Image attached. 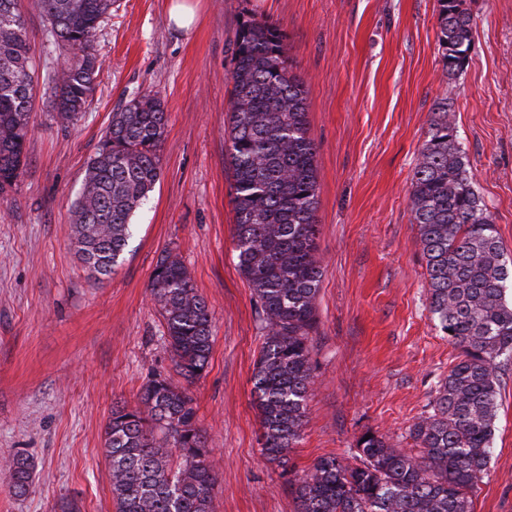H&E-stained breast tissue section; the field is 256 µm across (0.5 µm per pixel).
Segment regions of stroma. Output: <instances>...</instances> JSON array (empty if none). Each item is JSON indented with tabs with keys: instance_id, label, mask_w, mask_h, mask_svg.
Masks as SVG:
<instances>
[{
	"instance_id": "obj_1",
	"label": "stroma",
	"mask_w": 512,
	"mask_h": 512,
	"mask_svg": "<svg viewBox=\"0 0 512 512\" xmlns=\"http://www.w3.org/2000/svg\"><path fill=\"white\" fill-rule=\"evenodd\" d=\"M190 33L170 0H116L96 47L97 91L74 126L36 87L23 176L0 198V459L24 451L33 484L0 485V512H115L104 429L155 374L187 385L218 470L215 512H297L290 484L322 456L353 462L364 434L412 447L459 351L428 309L410 185L436 102H447L472 183L512 267V0H466L468 61L442 75L436 0H193ZM279 25L307 91L317 155L323 276L313 384L288 465L262 452L253 371L260 309L236 268L225 130L242 16ZM169 115L159 182L133 217L121 264L96 280L70 237L85 166L133 94ZM172 253L212 314L203 375L185 384L149 293ZM493 451L472 512H512V359L498 370Z\"/></svg>"
}]
</instances>
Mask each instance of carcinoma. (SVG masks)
Masks as SVG:
<instances>
[{"mask_svg":"<svg viewBox=\"0 0 512 512\" xmlns=\"http://www.w3.org/2000/svg\"><path fill=\"white\" fill-rule=\"evenodd\" d=\"M49 40L64 57L47 73L54 119L78 122L97 88L96 44L114 0H32ZM443 73L455 76L471 47L464 0H437ZM228 133L236 266L253 289L265 330L253 386L263 453L288 463L301 436L313 383L310 334L322 277L317 255L316 147L308 100L293 73L286 36L249 16L234 35ZM38 78L23 0H0V193L23 175ZM167 115L144 93L112 113L87 163L73 204L80 260L102 280L132 235L131 217L161 175ZM413 221L427 261L429 307L458 362L440 383L429 413L409 430L414 448L371 435L357 441V463L318 458L295 484L298 512H471V494L492 453L500 359L512 358V271L490 215L456 144L448 105L430 123L411 183ZM149 291L163 319L178 373L192 382L208 366L212 316L182 263L163 255ZM141 406L116 404L104 430L116 512H214L217 468L187 389L160 374ZM21 453L0 465L9 493L32 486Z\"/></svg>","mask_w":512,"mask_h":512,"instance_id":"1","label":"carcinoma"}]
</instances>
